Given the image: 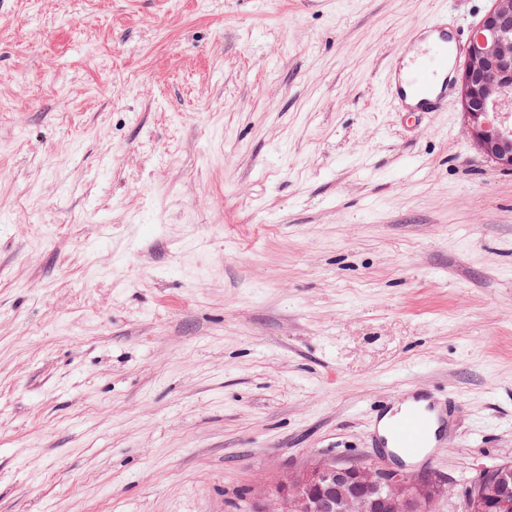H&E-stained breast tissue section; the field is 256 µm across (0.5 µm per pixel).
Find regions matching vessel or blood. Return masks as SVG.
Listing matches in <instances>:
<instances>
[{
    "label": "vessel or blood",
    "instance_id": "1",
    "mask_svg": "<svg viewBox=\"0 0 512 512\" xmlns=\"http://www.w3.org/2000/svg\"><path fill=\"white\" fill-rule=\"evenodd\" d=\"M463 41L450 37L441 22L426 24L405 71L390 67V89L395 100L413 103L420 111H440L450 103L448 68L459 62ZM452 432L446 402L435 393L407 388L395 406L378 405L369 426L370 444L391 448L410 459L422 458L429 448H442Z\"/></svg>",
    "mask_w": 512,
    "mask_h": 512
}]
</instances>
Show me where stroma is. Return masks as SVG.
<instances>
[{
  "label": "stroma",
  "mask_w": 512,
  "mask_h": 512,
  "mask_svg": "<svg viewBox=\"0 0 512 512\" xmlns=\"http://www.w3.org/2000/svg\"><path fill=\"white\" fill-rule=\"evenodd\" d=\"M491 0H0V512H268L456 399L512 461V172L383 71ZM448 403L437 394L406 388L396 407L379 404L369 426L371 448H393L410 459L425 458L427 448H444L451 436Z\"/></svg>",
  "instance_id": "1"
}]
</instances>
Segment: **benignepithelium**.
Instances as JSON below:
<instances>
[{"instance_id":"benign-epithelium-1","label":"benign epithelium","mask_w":512,"mask_h":512,"mask_svg":"<svg viewBox=\"0 0 512 512\" xmlns=\"http://www.w3.org/2000/svg\"><path fill=\"white\" fill-rule=\"evenodd\" d=\"M458 103L475 149L512 171V0H491L457 73ZM442 488L377 464L318 461L273 490L271 512H427ZM512 509V466L481 473L463 492L460 512Z\"/></svg>"}]
</instances>
